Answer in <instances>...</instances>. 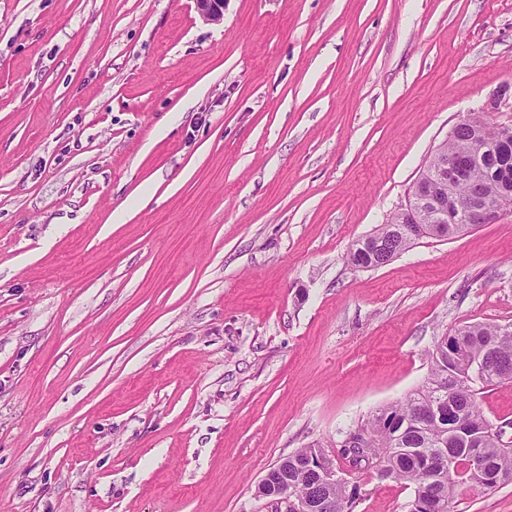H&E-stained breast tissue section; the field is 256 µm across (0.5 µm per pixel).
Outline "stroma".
<instances>
[{
    "label": "stroma",
    "instance_id": "35a3bbf8",
    "mask_svg": "<svg viewBox=\"0 0 512 512\" xmlns=\"http://www.w3.org/2000/svg\"><path fill=\"white\" fill-rule=\"evenodd\" d=\"M468 116L512 127V0H0V512H275L312 443L408 512L341 445L512 324V211L347 257Z\"/></svg>",
    "mask_w": 512,
    "mask_h": 512
}]
</instances>
